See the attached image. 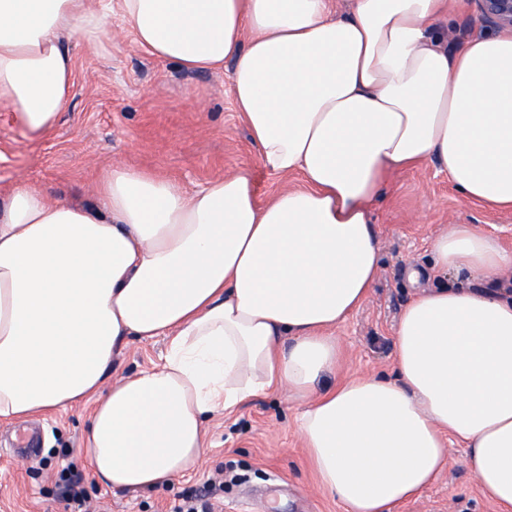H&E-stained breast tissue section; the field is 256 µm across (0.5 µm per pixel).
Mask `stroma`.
<instances>
[{"instance_id":"stroma-1","label":"stroma","mask_w":512,"mask_h":512,"mask_svg":"<svg viewBox=\"0 0 512 512\" xmlns=\"http://www.w3.org/2000/svg\"><path fill=\"white\" fill-rule=\"evenodd\" d=\"M72 87L54 129L32 134L14 109L0 102V190L19 182L41 187L51 199L93 206L99 173L123 163L195 190L224 174L252 172L258 199L299 177L282 178L256 164L248 132L232 104L224 73H199L140 49L119 17L103 35L68 39ZM382 241L381 271L369 300L339 326L344 372L393 374L392 328L415 288L408 266L430 262V241L449 224H477L512 250V211H492L463 200L437 163L394 175L375 206ZM296 408L287 392L254 399L229 418L209 424L207 448L190 476L136 493L99 486L81 448L87 414L76 409L31 421L40 440L36 456L15 453L16 427L0 424V512H63L56 484L61 469L81 476L90 512H169L183 492L231 474L223 512H338L317 488L295 430ZM449 450L437 482L396 512H495L463 464Z\"/></svg>"}]
</instances>
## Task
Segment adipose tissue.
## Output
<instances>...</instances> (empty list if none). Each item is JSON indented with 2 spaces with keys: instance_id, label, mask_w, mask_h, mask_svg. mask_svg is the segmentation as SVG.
<instances>
[{
  "instance_id": "ef3b65f1",
  "label": "adipose tissue",
  "mask_w": 512,
  "mask_h": 512,
  "mask_svg": "<svg viewBox=\"0 0 512 512\" xmlns=\"http://www.w3.org/2000/svg\"><path fill=\"white\" fill-rule=\"evenodd\" d=\"M0 0V101L34 133L63 111L60 34L119 10L136 44L229 70L233 103L272 175L186 192L115 164L94 207L15 184L0 197V422L84 407L99 485L153 489L197 469L206 422L288 390L322 492L341 512H392L448 465L512 512V251L476 224L430 244L427 279L393 329L395 376L338 375L336 328L370 297L386 178L436 161L464 199L512 210V37L448 47L456 0ZM162 364L114 377L130 341ZM335 375L329 386L325 376Z\"/></svg>"
}]
</instances>
